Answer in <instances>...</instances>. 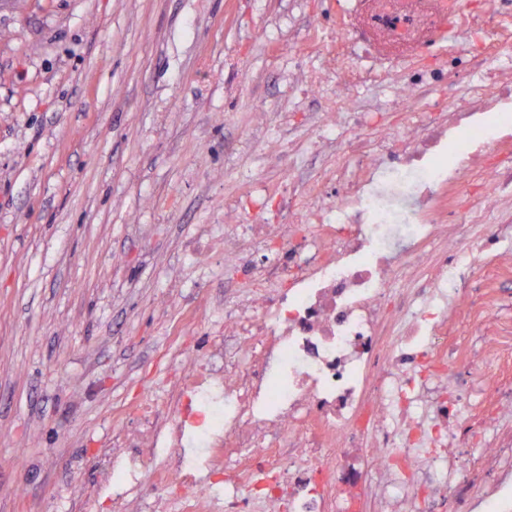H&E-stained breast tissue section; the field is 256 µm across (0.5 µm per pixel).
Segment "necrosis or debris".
<instances>
[{
	"label": "necrosis or debris",
	"instance_id": "necrosis-or-debris-1",
	"mask_svg": "<svg viewBox=\"0 0 512 512\" xmlns=\"http://www.w3.org/2000/svg\"><path fill=\"white\" fill-rule=\"evenodd\" d=\"M493 37L481 77L456 103L440 98L466 51L397 86L396 111L422 98L418 119L366 141V115L327 113L337 149L357 171L331 166L335 195L304 194L271 223L258 202L232 203L250 220L224 245V276L248 294L224 312L234 360L192 356L191 382L113 453L114 503L140 485L143 454L174 484L183 512H476L512 498V379L468 385L479 351L512 358L500 317V274L512 254V80H502ZM277 251L286 264L256 263ZM453 297L480 347L451 342ZM483 399L478 414L465 403ZM475 445L478 457L462 460Z\"/></svg>",
	"mask_w": 512,
	"mask_h": 512
}]
</instances>
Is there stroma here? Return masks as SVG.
Segmentation results:
<instances>
[{"mask_svg":"<svg viewBox=\"0 0 512 512\" xmlns=\"http://www.w3.org/2000/svg\"><path fill=\"white\" fill-rule=\"evenodd\" d=\"M353 21L349 0L0 5V512H117L119 434L224 343L244 291L224 281L225 203L330 190L335 133L277 160L323 100L366 113L369 139L392 109L404 61L359 49L337 97Z\"/></svg>","mask_w":512,"mask_h":512,"instance_id":"stroma-1","label":"stroma"}]
</instances>
